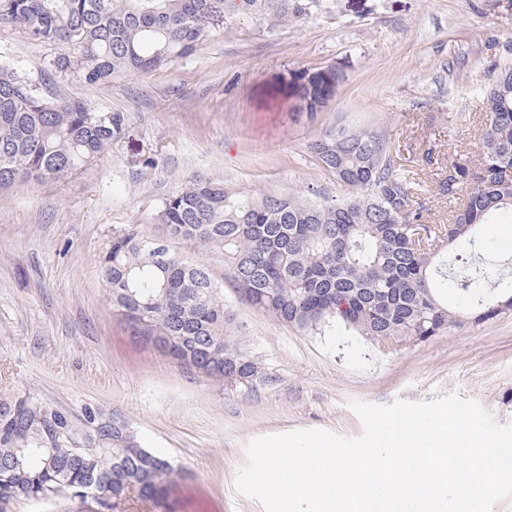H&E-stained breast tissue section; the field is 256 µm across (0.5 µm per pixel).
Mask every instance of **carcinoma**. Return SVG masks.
Returning <instances> with one entry per match:
<instances>
[{
    "label": "carcinoma",
    "instance_id": "obj_1",
    "mask_svg": "<svg viewBox=\"0 0 512 512\" xmlns=\"http://www.w3.org/2000/svg\"><path fill=\"white\" fill-rule=\"evenodd\" d=\"M317 0H0V24L24 27L62 48L54 67L98 84L188 58L212 37L218 12L272 24L298 21ZM332 69L306 77L300 99L314 113L333 95ZM485 101L478 175L453 165L442 190L475 181L447 224H424L412 183L395 168L387 140L345 126L310 145L350 193L330 202L232 192L197 177L167 198L158 215L164 249L129 227L100 260L112 307L131 333L162 341L181 366L224 383L251 382L259 366L227 334L232 316L197 248L224 254V279L239 298L301 330L334 321L376 347L422 343L458 322L442 294L439 250L471 242L477 227L512 211V65L497 69ZM125 127L121 112L53 101L8 65L0 66V189L19 181H58L104 156ZM475 323L512 309V293L481 271L456 279ZM170 462L141 445L128 420L93 406L75 416L31 392L0 402V512L99 488V512L135 494L163 496Z\"/></svg>",
    "mask_w": 512,
    "mask_h": 512
}]
</instances>
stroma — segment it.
Masks as SVG:
<instances>
[{
	"label": "stroma",
	"instance_id": "1",
	"mask_svg": "<svg viewBox=\"0 0 512 512\" xmlns=\"http://www.w3.org/2000/svg\"><path fill=\"white\" fill-rule=\"evenodd\" d=\"M58 53L0 25L1 63L58 100L123 113L125 129L76 175L0 191V398L31 391L76 415L118 411L174 462L163 499L132 498L114 512H264L235 488L249 442L295 430L361 436L355 401L457 393L512 423V310L384 353L333 322L282 325L228 286L232 328L260 367L251 384L232 386L132 336L100 272L113 235L133 225L159 235L164 201L197 175L258 196H345L309 150L343 125L383 135L421 190L423 223H447L454 206L440 182L450 163L479 164L484 93L512 64V0H319L274 27L224 21L190 58L95 85L57 70ZM330 66L335 94L308 119L298 86ZM476 236L490 279L511 281L512 212Z\"/></svg>",
	"mask_w": 512,
	"mask_h": 512
}]
</instances>
